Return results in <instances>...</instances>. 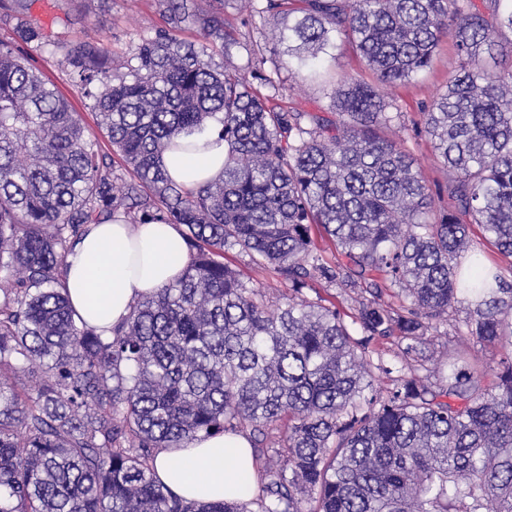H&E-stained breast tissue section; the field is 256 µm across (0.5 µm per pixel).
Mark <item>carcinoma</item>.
<instances>
[{
  "instance_id": "obj_1",
  "label": "carcinoma",
  "mask_w": 512,
  "mask_h": 512,
  "mask_svg": "<svg viewBox=\"0 0 512 512\" xmlns=\"http://www.w3.org/2000/svg\"><path fill=\"white\" fill-rule=\"evenodd\" d=\"M496 2L488 15L477 0H266L310 79L338 34L373 72L336 83L329 115L268 105L166 31L121 70L105 46L69 45L84 85L112 72L93 110L134 177L119 195L68 100L0 42V512H512V354L487 368L458 353L433 381L416 366L458 303L479 342L512 338V285L478 257L457 268L473 224L512 258V70L481 67L512 30V3ZM0 9L20 14L22 40H45L21 18L28 3ZM169 10L199 15L197 0ZM447 35L458 70L424 112L457 175L437 214L390 137L384 89L429 67ZM210 121L224 177L186 189L163 154ZM120 209L129 224L181 226L169 256L191 260L102 336L76 316L64 262ZM314 226L345 261L322 258ZM232 249L288 282L281 307L224 263ZM318 280L360 293L358 337L304 295ZM390 337L401 366L373 359ZM244 432L263 472L247 502L187 504L153 471L158 448Z\"/></svg>"
}]
</instances>
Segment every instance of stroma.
Wrapping results in <instances>:
<instances>
[{
  "label": "stroma",
  "instance_id": "obj_1",
  "mask_svg": "<svg viewBox=\"0 0 512 512\" xmlns=\"http://www.w3.org/2000/svg\"><path fill=\"white\" fill-rule=\"evenodd\" d=\"M198 4L205 16L217 19L236 39L232 59H225L222 40L202 36L198 23L191 20L172 23L168 0H35L30 17L52 36V44L21 41L16 20L10 16H0V40L14 43L17 51L28 57L44 78L58 88L80 114L99 150L106 154L111 153L112 145L91 108L94 95L103 90L104 84L97 81L87 87L82 85L64 58L62 46L65 43L86 41L110 45L112 58L119 65L143 40L166 30L182 41L206 45L214 63H229L232 69L246 76L259 95H274L282 110L328 111L330 100L325 84L289 67L280 46L271 39L273 21L269 14L252 7H241L238 0H198ZM457 67L453 44L445 38L439 43L429 69L387 90L389 99L400 113L401 129L396 141L424 177L438 209L447 207L448 188L456 175L443 165L431 139L419 134L418 129L423 124L424 107L447 90ZM224 261L240 270L253 285L262 288L270 306L283 304L288 286L273 268L255 267L247 255L235 250L226 252ZM465 317L464 305L449 311L447 321L442 322L426 350L429 369L446 368L448 351L454 347L465 350L471 359L488 366L495 365L504 355V348L482 345L469 336L464 326Z\"/></svg>",
  "mask_w": 512,
  "mask_h": 512
}]
</instances>
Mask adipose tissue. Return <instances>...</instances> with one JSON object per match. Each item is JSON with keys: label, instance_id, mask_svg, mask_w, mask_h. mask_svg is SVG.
Segmentation results:
<instances>
[{"label": "adipose tissue", "instance_id": "adipose-tissue-1", "mask_svg": "<svg viewBox=\"0 0 512 512\" xmlns=\"http://www.w3.org/2000/svg\"><path fill=\"white\" fill-rule=\"evenodd\" d=\"M192 151L170 149L163 161L177 184L197 189L224 175V142L218 132L192 135ZM172 224H129L116 219L89 225L65 261L71 305L96 332L110 335L143 295L174 281L184 267L171 262L178 240ZM158 479L184 500L205 503L248 497L255 484L252 448L241 433L199 436L184 448L158 449Z\"/></svg>", "mask_w": 512, "mask_h": 512}]
</instances>
